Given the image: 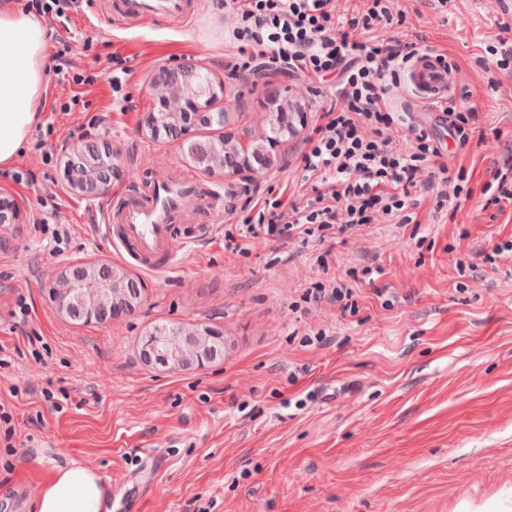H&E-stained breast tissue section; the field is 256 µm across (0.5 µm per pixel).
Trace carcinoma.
<instances>
[{
    "mask_svg": "<svg viewBox=\"0 0 512 512\" xmlns=\"http://www.w3.org/2000/svg\"><path fill=\"white\" fill-rule=\"evenodd\" d=\"M208 85L207 77L194 67L184 69L176 91L185 93L197 91ZM268 121L263 136L243 144L236 136L226 133L205 140L184 142L182 151L200 169L208 170L215 158L224 163V174L234 175L244 168L251 170H268L278 165L276 148L297 133V119L304 107L299 102H292L277 95L268 99ZM189 127L183 112L168 113L159 130L151 132L155 140L176 137ZM69 165L74 173L73 180L80 185L88 181H101L117 176V156L92 144L77 145L73 148ZM70 285L81 289L83 301L75 302L68 319L85 322V306L93 303L100 307L112 309L116 314L129 313L125 307L128 301H141V282L121 266L112 263L89 262L77 265L69 270ZM89 283L96 288L88 289ZM208 327L199 325L169 324L163 322L153 328V333L164 337L171 350L183 353L195 359L199 355L211 353L214 338L207 335Z\"/></svg>",
    "mask_w": 512,
    "mask_h": 512,
    "instance_id": "obj_1",
    "label": "carcinoma"
}]
</instances>
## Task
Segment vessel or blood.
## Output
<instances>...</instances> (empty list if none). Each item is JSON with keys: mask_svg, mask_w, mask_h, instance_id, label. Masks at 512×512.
I'll use <instances>...</instances> for the list:
<instances>
[{"mask_svg": "<svg viewBox=\"0 0 512 512\" xmlns=\"http://www.w3.org/2000/svg\"><path fill=\"white\" fill-rule=\"evenodd\" d=\"M187 0H111L108 16L116 24L146 19L173 18L185 14ZM407 82L427 102L446 99L458 85L456 70L439 55L424 51L415 56L407 70ZM203 196L197 181L162 175L153 183L150 198L119 207L112 215L118 224L116 249L136 257L150 270L177 252L171 218L187 209L189 201Z\"/></svg>", "mask_w": 512, "mask_h": 512, "instance_id": "b4317fda", "label": "vessel or blood"}]
</instances>
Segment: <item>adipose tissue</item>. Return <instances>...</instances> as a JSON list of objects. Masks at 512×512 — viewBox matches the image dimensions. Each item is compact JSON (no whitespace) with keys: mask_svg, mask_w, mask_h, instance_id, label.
<instances>
[{"mask_svg":"<svg viewBox=\"0 0 512 512\" xmlns=\"http://www.w3.org/2000/svg\"><path fill=\"white\" fill-rule=\"evenodd\" d=\"M47 31L42 20L20 8L0 9V165H10L37 121L45 90ZM110 490L87 467L60 469L43 487L35 512H110Z\"/></svg>","mask_w":512,"mask_h":512,"instance_id":"adipose-tissue-1","label":"adipose tissue"}]
</instances>
